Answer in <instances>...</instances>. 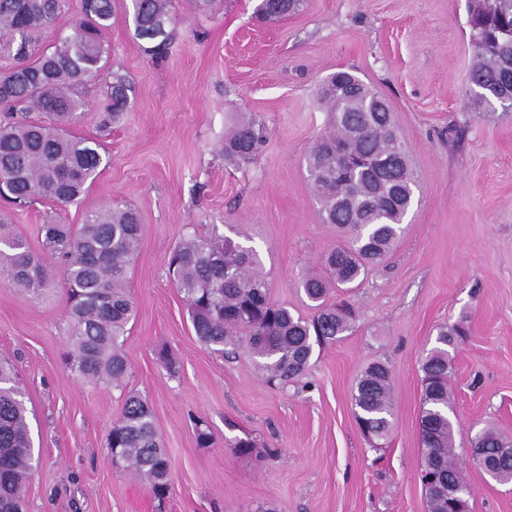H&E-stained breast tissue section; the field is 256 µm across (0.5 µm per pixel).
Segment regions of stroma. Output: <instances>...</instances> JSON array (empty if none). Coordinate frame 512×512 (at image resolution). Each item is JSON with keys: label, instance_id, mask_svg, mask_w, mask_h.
<instances>
[{"label": "stroma", "instance_id": "1", "mask_svg": "<svg viewBox=\"0 0 512 512\" xmlns=\"http://www.w3.org/2000/svg\"><path fill=\"white\" fill-rule=\"evenodd\" d=\"M256 3L197 11L180 0L161 58L117 10L108 66L129 78V106L101 131L106 88L93 82L76 127L102 142L105 168L77 205L0 202V230L34 246L46 219L75 225L117 202L142 224L121 386L82 382L65 366L62 288L34 299L0 277V357L17 373L39 455L26 512H427L420 361L437 326L461 319L469 333L449 351L455 449L466 454L487 427L512 439V108L472 105L474 0H306L276 23L257 20ZM339 70L386 101L418 184L394 251L352 297V332L315 353L309 388L283 390L244 348L220 354L197 339L167 259L190 228L235 238L257 250L273 300L313 316L301 281L320 271L336 229L305 156L327 120L318 86ZM241 114L265 141L232 165L224 134ZM374 362L389 365L394 397L390 436L377 445L352 406ZM131 394L152 408L170 462L162 501L107 446ZM465 474L471 512H512V484L470 462Z\"/></svg>", "mask_w": 512, "mask_h": 512}]
</instances>
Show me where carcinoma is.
I'll return each instance as SVG.
<instances>
[{
	"label": "carcinoma",
	"mask_w": 512,
	"mask_h": 512,
	"mask_svg": "<svg viewBox=\"0 0 512 512\" xmlns=\"http://www.w3.org/2000/svg\"><path fill=\"white\" fill-rule=\"evenodd\" d=\"M125 0H0V55L14 64L0 73V198L15 206L51 201L78 202L106 165L99 141L76 134L89 82L106 74L110 100L100 116L106 130L129 104L130 81L106 71L103 35ZM304 0H259L256 17L278 22L298 13ZM135 36L161 53L171 38L175 0H130ZM63 30L43 45V30L59 20ZM479 52L470 72L473 105L491 106L512 97V0H483L472 19ZM331 115L329 131L318 136L306 159L308 181L325 223L341 240L322 259L323 273L303 283L316 314L307 319L272 300L259 270L257 251L230 237L188 232L172 250L167 270L184 294L195 336L222 352L244 346L273 385L309 387L304 382L317 347L333 344L355 324L351 285L385 261L403 231L416 175L395 135L391 112L381 97L355 75L337 71L319 88ZM263 131L237 118L224 138V158L251 159ZM141 224L129 206L85 213L78 225L42 224L41 252L26 239L0 234V274L39 296L62 272L70 346L65 362L81 381L117 384L129 362L121 338L135 317L126 283L127 267L140 243ZM466 335L462 324L438 327L422 372V470L436 471L445 495L427 498L428 512H448V483L466 484L454 451L448 347ZM357 423L374 441L388 439L393 411L392 373L384 363L366 367L352 395ZM484 459L509 453L512 441L487 428L471 441ZM112 456L144 476L159 499L171 489L170 466L161 448L148 402L132 395L108 438ZM34 445L23 392L15 373L0 362V512H22V493L33 468Z\"/></svg>",
	"instance_id": "carcinoma-1"
}]
</instances>
